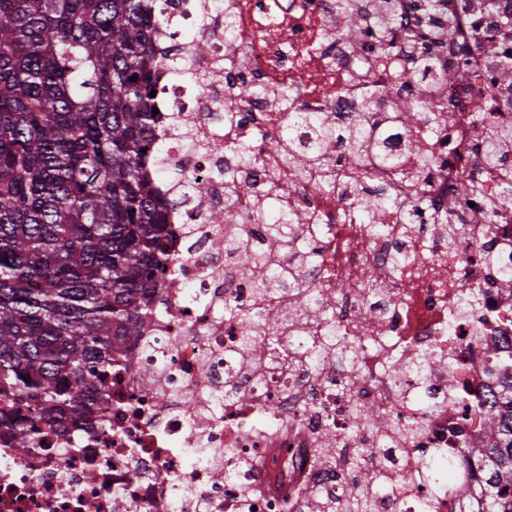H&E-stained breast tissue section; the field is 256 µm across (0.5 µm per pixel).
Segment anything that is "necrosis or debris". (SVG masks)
<instances>
[{"mask_svg": "<svg viewBox=\"0 0 512 512\" xmlns=\"http://www.w3.org/2000/svg\"><path fill=\"white\" fill-rule=\"evenodd\" d=\"M336 0H164L165 23L154 43L166 52L187 38H208L211 54L190 67L166 71L158 95L188 135L161 130L169 157L206 191L169 214L162 251L181 268L148 289L151 316L126 345L112 373V391L97 397L94 427L44 430L43 447H0V512H303L310 490L341 498L360 488L364 473L381 487L370 512H460L475 487L464 449L482 447L493 418L489 370L512 338V196L486 177L482 125L474 106L494 100L498 120L512 123V95L492 83L499 50L487 42L455 38L438 45L441 58L466 57L464 75L444 87H427L448 120L433 146L438 169L428 187L432 206L447 209L448 225L340 224L336 201L319 184L286 186L284 199L327 220L306 237L314 259L303 269L315 292L310 306L329 309L332 321L309 332L282 330L290 361L253 372L236 370L233 351L248 325L224 317L226 302L248 304L249 286L236 253L225 246L224 227L210 221L226 209L249 244L263 228L244 205L224 206V169L235 158L224 145V85L245 102L234 127L260 156L244 173L262 186L280 180L283 162L262 153L258 134L275 136L291 126L306 140L305 125L260 94L300 77L297 96L338 120L356 111L354 98L337 93L336 80L368 59V46L331 34ZM232 10L234 27L224 29ZM245 62L219 71L208 90L195 73L223 58L225 40ZM483 180L501 198L502 216L478 223L480 207L459 194L463 177ZM374 269L385 287L366 292L360 283ZM480 292V308L461 313L451 302ZM330 340L359 337L354 353L319 352L297 367L311 334ZM426 354L419 375L395 368L396 359ZM350 382L349 393L338 386ZM377 411L393 441L353 424L356 404ZM338 441L334 462H324L327 437Z\"/></svg>", "mask_w": 512, "mask_h": 512, "instance_id": "1", "label": "necrosis or debris"}]
</instances>
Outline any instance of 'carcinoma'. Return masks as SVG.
Listing matches in <instances>:
<instances>
[{
	"mask_svg": "<svg viewBox=\"0 0 512 512\" xmlns=\"http://www.w3.org/2000/svg\"><path fill=\"white\" fill-rule=\"evenodd\" d=\"M482 2L495 22L475 25L473 37L487 40L512 28V12L496 13L494 0ZM372 9L336 0V36L368 40L377 60L403 55L411 71L390 84L373 79L369 65L359 69L342 87L359 101L347 125L322 108L293 105L294 116L310 125L308 145L284 137L269 143L285 154L291 176L317 178L338 194L346 178L361 186L360 204L341 213L351 224H381L388 211L400 215L426 205L437 159L421 149L417 118L425 113L432 125L445 123L409 85L443 83L448 69L398 32L392 16L367 26L364 14ZM158 21L157 0H0V440L19 448L43 447L44 423L89 420L96 396L112 386V364L127 340L141 335L150 314L145 290L179 265L159 250V241L181 199L160 195L154 183L165 178L196 194L203 187L152 156L162 114H153L150 93L172 66L154 48ZM209 50L206 40L194 38L184 62ZM394 125L408 133L402 157L383 147ZM510 143L512 125L487 120V170L512 188V168L502 167ZM332 154L334 172L323 165ZM407 157L415 160L410 169ZM388 175L405 191L368 188ZM224 192L249 199L264 226L260 244L240 253L254 295L269 301L284 288L308 289L285 266L270 265L263 276L256 268L300 252L294 226L320 218L282 209L276 186L258 193L232 172L224 174ZM265 320L263 334L242 337L237 360L253 363L256 349H280L276 311ZM472 456L484 479L463 512H512V375L502 382L485 447L461 460ZM308 509L338 512L317 490Z\"/></svg>",
	"mask_w": 512,
	"mask_h": 512,
	"instance_id": "obj_1",
	"label": "carcinoma"
}]
</instances>
